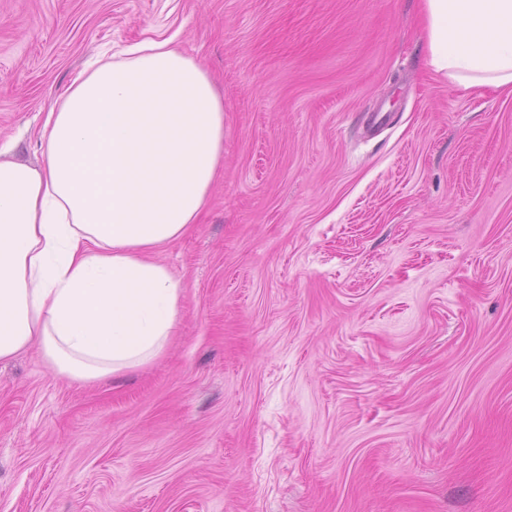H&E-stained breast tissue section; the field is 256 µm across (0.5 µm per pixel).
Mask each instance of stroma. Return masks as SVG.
Returning <instances> with one entry per match:
<instances>
[{
	"instance_id": "35a3bbf8",
	"label": "stroma",
	"mask_w": 512,
	"mask_h": 512,
	"mask_svg": "<svg viewBox=\"0 0 512 512\" xmlns=\"http://www.w3.org/2000/svg\"><path fill=\"white\" fill-rule=\"evenodd\" d=\"M224 99L165 353L0 363V512H512V96L431 74L420 0H0V144L143 38ZM386 121L367 134L375 113Z\"/></svg>"
}]
</instances>
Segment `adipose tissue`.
Instances as JSON below:
<instances>
[{
    "mask_svg": "<svg viewBox=\"0 0 512 512\" xmlns=\"http://www.w3.org/2000/svg\"><path fill=\"white\" fill-rule=\"evenodd\" d=\"M430 70L512 94V0H422ZM0 160V362L38 346L89 384L146 367L181 323L156 260L198 224L224 151V104L194 57L147 38L81 70L39 134Z\"/></svg>",
    "mask_w": 512,
    "mask_h": 512,
    "instance_id": "ef3b65f1",
    "label": "adipose tissue"
}]
</instances>
